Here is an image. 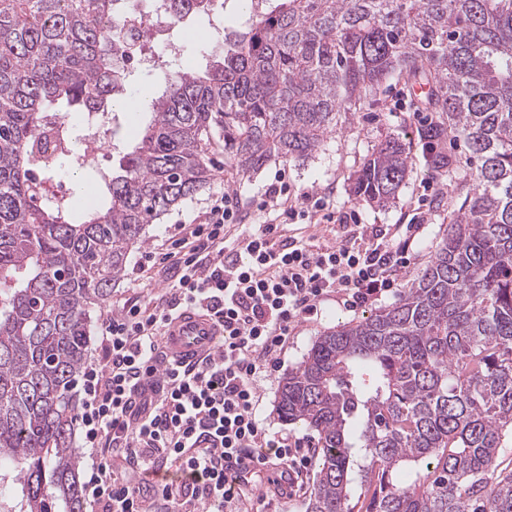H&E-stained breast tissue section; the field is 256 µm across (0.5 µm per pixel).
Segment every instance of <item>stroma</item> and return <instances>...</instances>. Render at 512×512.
I'll list each match as a JSON object with an SVG mask.
<instances>
[{"label":"stroma","instance_id":"35a3bbf8","mask_svg":"<svg viewBox=\"0 0 512 512\" xmlns=\"http://www.w3.org/2000/svg\"><path fill=\"white\" fill-rule=\"evenodd\" d=\"M427 112L422 111L414 88L404 81H393L383 87L376 95L367 98L357 109V117L343 131L332 135L309 158L284 162L271 160L255 175L239 178L224 159V143L216 141L211 162L215 170L211 190L227 189L237 193L243 207H251L266 186L272 182L277 171L288 174L289 181L299 191H309L325 197L330 205L339 210L355 209L364 224H406L413 217L417 206H425L428 212V226L425 235L416 246V259L402 277L403 283H411L419 270L430 260L435 249L449 228V217L456 212L467 191L469 183L476 174V164L472 160L464 140H456L448 146V173L436 176L418 136L419 129ZM137 126L129 116H122L119 126L112 128L111 137L117 147L111 152H99L92 158L91 168L74 172L62 168L54 179L63 192L72 193L74 175H81L85 181H92L93 168L97 165L112 167L116 165L121 150L132 145ZM400 137L408 156L409 174L400 188L395 200L386 207H377L356 199L350 193V177L359 169L374 145L386 135ZM439 179V196H424L423 186L431 179ZM207 199L206 193H199L174 207L157 223L147 226L143 248L132 251L128 257L122 278L112 287L109 304H118L128 299H143L148 293L159 291L164 283L155 271L142 269L141 257L144 251L161 249L169 237V230L177 221L190 220ZM398 295H391L376 302L374 308L357 311L346 310L336 302L328 301L321 305L317 316L300 322L292 331L288 340V349L277 372L272 373L260 383L261 418L270 432L285 436L290 443L301 448H312L317 443L314 432L299 424L282 421L275 406L279 384L289 370L295 368L310 349L316 337L328 328L341 323L356 322L368 317L372 309H384L397 303ZM317 474L316 462H309L304 490L293 494L278 492L275 481L279 476L276 468L267 469L262 477L251 478V485L259 486L266 499L263 512H305V503L309 497Z\"/></svg>","mask_w":512,"mask_h":512}]
</instances>
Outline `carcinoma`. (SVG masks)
I'll return each mask as SVG.
<instances>
[{
  "label": "carcinoma",
  "mask_w": 512,
  "mask_h": 512,
  "mask_svg": "<svg viewBox=\"0 0 512 512\" xmlns=\"http://www.w3.org/2000/svg\"><path fill=\"white\" fill-rule=\"evenodd\" d=\"M117 0H0V509L83 512L75 391L93 314L145 227L214 178L213 132L236 175L299 160L393 79L425 86L420 130L448 172V136L478 161L426 267L399 302L316 338L277 412L318 437L306 512H512V0H281L208 61L166 79L96 211L38 203L46 112L87 118L125 97ZM222 0H169V17ZM408 176L396 136L352 177L386 205Z\"/></svg>",
  "instance_id": "obj_1"
}]
</instances>
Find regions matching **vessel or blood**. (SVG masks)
<instances>
[{
    "instance_id": "1",
    "label": "vessel or blood",
    "mask_w": 512,
    "mask_h": 512,
    "mask_svg": "<svg viewBox=\"0 0 512 512\" xmlns=\"http://www.w3.org/2000/svg\"><path fill=\"white\" fill-rule=\"evenodd\" d=\"M219 331L212 317L187 310L170 320L161 337L165 359L173 363L193 366L213 353Z\"/></svg>"
}]
</instances>
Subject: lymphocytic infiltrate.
I'll list each match as a JSON object with an SVG mask.
<instances>
[{
  "mask_svg": "<svg viewBox=\"0 0 512 512\" xmlns=\"http://www.w3.org/2000/svg\"><path fill=\"white\" fill-rule=\"evenodd\" d=\"M239 203L221 190L176 224L170 248L144 255L163 272L164 288L114 307L101 323L102 357L82 374L78 415L83 494L98 512H255L242 478L230 474L242 459L255 476L277 463L281 480L298 486L310 451L264 426L259 383L279 368L290 331L321 301L354 311L395 292L425 230L419 217L392 230L368 227L356 211L329 210L309 193L289 201L282 172L256 205L257 230L238 232ZM301 221L359 228L361 242L312 250L282 233ZM188 308L209 312L224 331L215 355L191 372L164 366L159 349L168 319ZM118 455L141 474L173 469L179 480L146 500L114 469Z\"/></svg>",
  "mask_w": 512,
  "mask_h": 512,
  "instance_id": "lymphocytic-infiltrate-1",
  "label": "lymphocytic infiltrate"
}]
</instances>
